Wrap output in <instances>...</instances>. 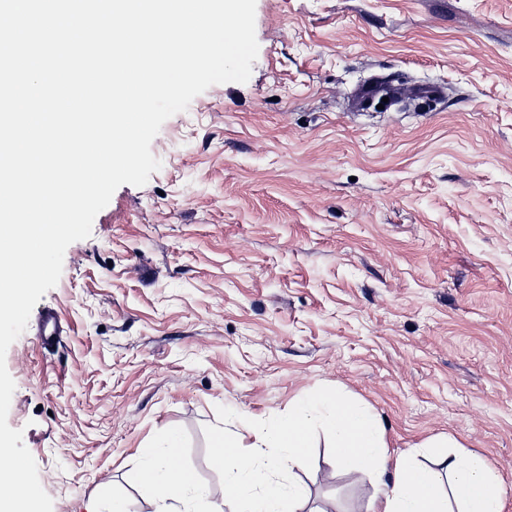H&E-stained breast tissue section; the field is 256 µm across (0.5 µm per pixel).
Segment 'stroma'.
<instances>
[{"instance_id":"1","label":"stroma","mask_w":512,"mask_h":512,"mask_svg":"<svg viewBox=\"0 0 512 512\" xmlns=\"http://www.w3.org/2000/svg\"><path fill=\"white\" fill-rule=\"evenodd\" d=\"M256 37L250 79L165 121L160 169L67 248L38 303L58 340L31 323L7 351L53 512H155L136 475L169 429L209 512L217 406L249 446L321 386L379 417L390 460L482 455L512 512V0H257ZM380 79L407 95L357 109ZM292 477L300 512H365L380 487L354 494L322 436ZM61 333V323L57 312L53 308L43 310L37 323L38 341L43 346L51 345Z\"/></svg>"}]
</instances>
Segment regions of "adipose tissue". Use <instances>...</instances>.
<instances>
[{"instance_id": "obj_1", "label": "adipose tissue", "mask_w": 512, "mask_h": 512, "mask_svg": "<svg viewBox=\"0 0 512 512\" xmlns=\"http://www.w3.org/2000/svg\"><path fill=\"white\" fill-rule=\"evenodd\" d=\"M181 445L177 431H167L157 462L141 470L160 503L183 500L193 487L191 473L175 461ZM429 468L411 460L397 461L391 480L379 496L370 498L367 512H503V478L477 454L439 449Z\"/></svg>"}]
</instances>
